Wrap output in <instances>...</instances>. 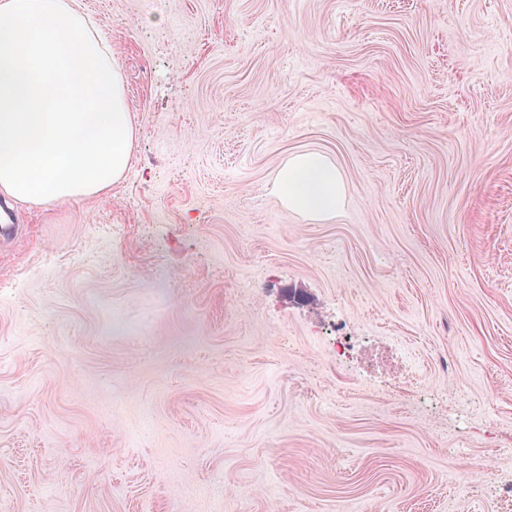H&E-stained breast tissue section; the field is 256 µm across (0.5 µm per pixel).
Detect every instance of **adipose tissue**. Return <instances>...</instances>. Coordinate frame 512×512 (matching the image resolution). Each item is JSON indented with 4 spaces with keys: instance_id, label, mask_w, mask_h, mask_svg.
Here are the masks:
<instances>
[{
    "instance_id": "1",
    "label": "adipose tissue",
    "mask_w": 512,
    "mask_h": 512,
    "mask_svg": "<svg viewBox=\"0 0 512 512\" xmlns=\"http://www.w3.org/2000/svg\"><path fill=\"white\" fill-rule=\"evenodd\" d=\"M135 139L120 69L80 0H0V194L32 206L106 194ZM273 188L318 220L346 194L336 164L313 152L289 157Z\"/></svg>"
}]
</instances>
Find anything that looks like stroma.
<instances>
[{"mask_svg": "<svg viewBox=\"0 0 512 512\" xmlns=\"http://www.w3.org/2000/svg\"><path fill=\"white\" fill-rule=\"evenodd\" d=\"M81 3L134 157L12 206L0 512H512V0ZM273 188L286 208L318 220L335 216L346 194L336 164L313 152L289 157L277 171Z\"/></svg>", "mask_w": 512, "mask_h": 512, "instance_id": "stroma-1", "label": "stroma"}]
</instances>
